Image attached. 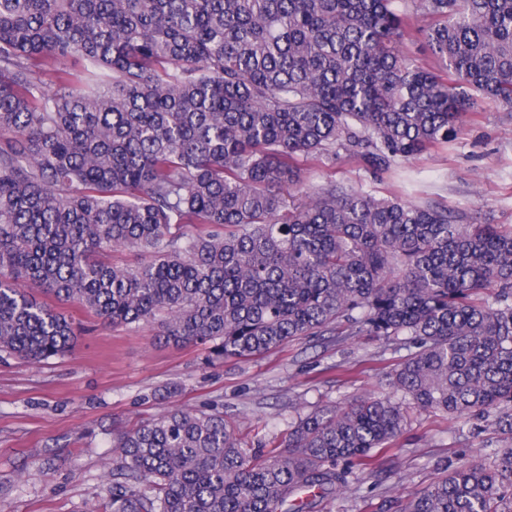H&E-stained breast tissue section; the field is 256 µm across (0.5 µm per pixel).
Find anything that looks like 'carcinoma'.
<instances>
[{"mask_svg":"<svg viewBox=\"0 0 512 512\" xmlns=\"http://www.w3.org/2000/svg\"><path fill=\"white\" fill-rule=\"evenodd\" d=\"M412 36L443 73L402 52ZM480 100L512 112V0H0L1 354L70 352L59 302L215 361L340 323L410 350L393 394L301 414L270 446L243 447L217 404L117 434L101 512H324L413 411L512 440V227L298 164L388 172ZM510 502L512 446L377 512Z\"/></svg>","mask_w":512,"mask_h":512,"instance_id":"cac0c4a2","label":"carcinoma"}]
</instances>
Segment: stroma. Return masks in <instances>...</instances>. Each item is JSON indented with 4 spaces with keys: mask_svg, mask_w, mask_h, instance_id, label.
I'll return each mask as SVG.
<instances>
[{
    "mask_svg": "<svg viewBox=\"0 0 512 512\" xmlns=\"http://www.w3.org/2000/svg\"><path fill=\"white\" fill-rule=\"evenodd\" d=\"M313 183L375 197L429 201L473 224L512 225V112L480 102L448 148L376 173L346 155L304 164ZM78 340L62 357L29 363L0 357V512H96L112 479V436L183 405L224 406L248 444L284 437L298 414L387 393L386 378L408 355L373 336L335 332L289 342L250 360L210 363L203 346L158 343V324L102 325L64 306ZM507 439L492 427L442 413L413 414L379 467L356 471L325 512H374L382 498L414 492L445 469L490 462Z\"/></svg>",
    "mask_w": 512,
    "mask_h": 512,
    "instance_id": "1",
    "label": "stroma"
}]
</instances>
